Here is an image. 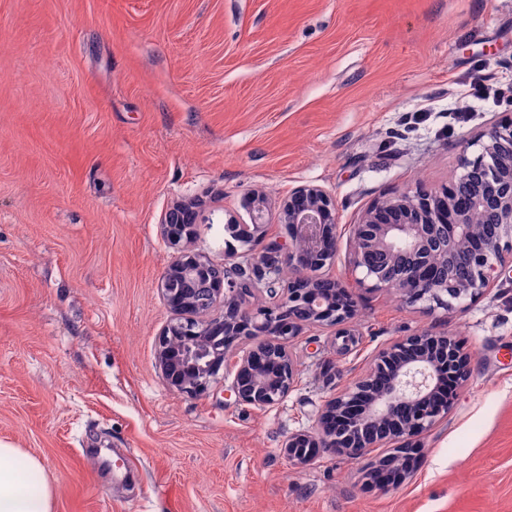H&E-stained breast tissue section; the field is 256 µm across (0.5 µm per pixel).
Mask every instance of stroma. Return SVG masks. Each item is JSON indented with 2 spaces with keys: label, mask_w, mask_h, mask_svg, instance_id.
<instances>
[{
  "label": "stroma",
  "mask_w": 512,
  "mask_h": 512,
  "mask_svg": "<svg viewBox=\"0 0 512 512\" xmlns=\"http://www.w3.org/2000/svg\"><path fill=\"white\" fill-rule=\"evenodd\" d=\"M507 86L512 0H0V441L41 460L54 512H512V276L447 313L356 289L359 346L305 327L272 408L221 379L174 392L155 364L174 202L220 266L252 194L284 240L280 201L322 186L323 272L353 282L351 224L456 180L512 118ZM426 331L464 340L471 375L403 483L368 484L380 448L289 460L376 351Z\"/></svg>",
  "instance_id": "35a3bbf8"
}]
</instances>
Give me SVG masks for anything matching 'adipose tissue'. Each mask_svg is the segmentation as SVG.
I'll use <instances>...</instances> for the list:
<instances>
[{"instance_id":"adipose-tissue-1","label":"adipose tissue","mask_w":512,"mask_h":512,"mask_svg":"<svg viewBox=\"0 0 512 512\" xmlns=\"http://www.w3.org/2000/svg\"><path fill=\"white\" fill-rule=\"evenodd\" d=\"M53 496L38 458L0 441V512H52Z\"/></svg>"}]
</instances>
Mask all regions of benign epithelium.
Instances as JSON below:
<instances>
[{
  "label": "benign epithelium",
  "instance_id": "obj_1",
  "mask_svg": "<svg viewBox=\"0 0 512 512\" xmlns=\"http://www.w3.org/2000/svg\"><path fill=\"white\" fill-rule=\"evenodd\" d=\"M463 171L474 175V207L490 215L491 229L474 250L464 246L471 214L452 204V186L419 188L378 201L352 225V271L359 287L394 291L401 300L422 303L429 310L476 299L512 266L503 249L512 244V119L491 126L478 140V150L465 158ZM257 203L252 224H228L245 231L241 261L220 268L185 249L194 236L198 213L190 204L176 203L165 214L164 234L172 260L159 283L173 318L158 336L156 365L165 383L188 395H201L219 376L229 348L238 340L252 347L238 359L228 392L258 408L287 398L296 379L288 343L309 324L336 327L338 352L358 345L356 330L346 327L355 315L352 289L332 280L319 288V271L331 262L339 245L334 199L320 186L295 188L281 205L289 239L263 246L255 256L249 243L264 238L265 198ZM439 256L452 266H465L462 281L435 266ZM297 266L306 277L282 282V270ZM266 292L269 302L245 308L242 300ZM224 314L211 316L213 304ZM470 355L452 337L420 333L380 351L371 370L351 389L322 407L313 433L288 437V458L302 465L321 449L358 459L368 449L395 441L397 452L410 456L412 440L431 430L448 414L451 396L441 386L448 376L460 385L468 378ZM378 467L389 471L381 485L403 482L409 468H396L392 457Z\"/></svg>",
  "mask_w": 512,
  "mask_h": 512
}]
</instances>
